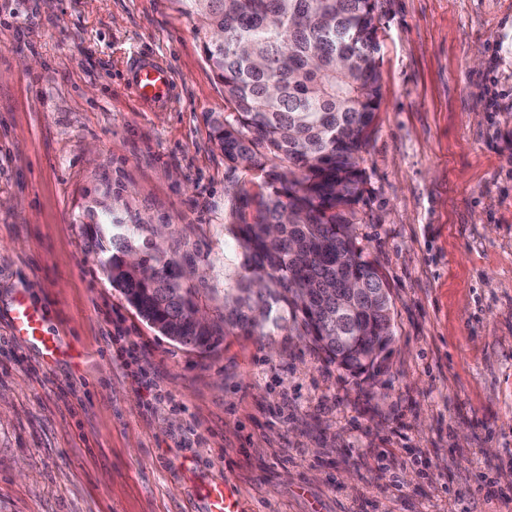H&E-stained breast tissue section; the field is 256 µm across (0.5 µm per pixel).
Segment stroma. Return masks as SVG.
<instances>
[{
	"label": "stroma",
	"mask_w": 512,
	"mask_h": 512,
	"mask_svg": "<svg viewBox=\"0 0 512 512\" xmlns=\"http://www.w3.org/2000/svg\"><path fill=\"white\" fill-rule=\"evenodd\" d=\"M360 247L395 339L351 376L301 336L177 345L103 274L87 211L171 224L224 286V109L172 0H0V512H512V0H380ZM156 54L179 90L124 80ZM63 355L17 338L18 292ZM130 82L138 98L149 110L163 112L175 104V76L162 61H141L131 72ZM206 495L210 501L212 512H238L235 494L227 485L224 484V487L210 486Z\"/></svg>",
	"instance_id": "stroma-1"
}]
</instances>
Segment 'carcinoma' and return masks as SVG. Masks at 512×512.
<instances>
[{
    "label": "carcinoma",
    "instance_id": "cac0c4a2",
    "mask_svg": "<svg viewBox=\"0 0 512 512\" xmlns=\"http://www.w3.org/2000/svg\"><path fill=\"white\" fill-rule=\"evenodd\" d=\"M194 20L205 60L224 87V111L207 117L230 172L251 176L224 225L222 305L182 270L175 230L125 224L102 205L98 260L112 287L160 334L201 352L226 336H304L325 360L358 375L360 356L387 336L392 316L358 307L336 318L350 278L381 286L358 245L359 168L381 98L377 14L368 0H173ZM267 310L263 323L251 313ZM210 320L196 319L198 312ZM351 336L336 348V326Z\"/></svg>",
    "mask_w": 512,
    "mask_h": 512
}]
</instances>
